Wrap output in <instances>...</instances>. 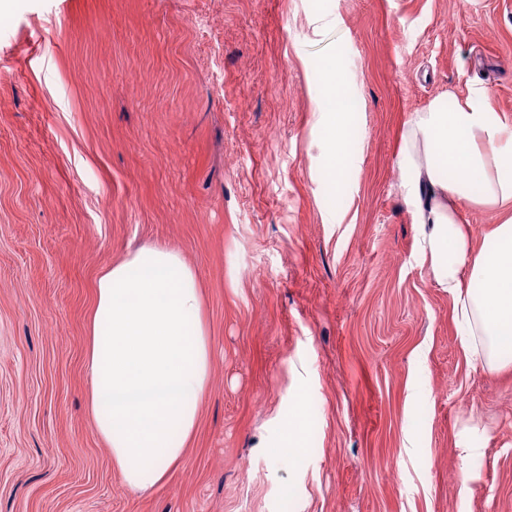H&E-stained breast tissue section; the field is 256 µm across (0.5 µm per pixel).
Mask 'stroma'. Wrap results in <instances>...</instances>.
Returning <instances> with one entry per match:
<instances>
[{
	"instance_id": "1",
	"label": "stroma",
	"mask_w": 512,
	"mask_h": 512,
	"mask_svg": "<svg viewBox=\"0 0 512 512\" xmlns=\"http://www.w3.org/2000/svg\"><path fill=\"white\" fill-rule=\"evenodd\" d=\"M335 53L339 201L311 133ZM474 87L512 125V0H11L0 512H512V365L461 345L397 165L410 116ZM152 243L197 273L212 363L141 493L87 411L86 325L100 269ZM308 413L302 396H297L292 403V411L288 419L286 434L288 441L292 442L295 448H301L302 438L305 432V421Z\"/></svg>"
}]
</instances>
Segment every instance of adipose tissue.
Listing matches in <instances>:
<instances>
[{"label": "adipose tissue", "mask_w": 512, "mask_h": 512, "mask_svg": "<svg viewBox=\"0 0 512 512\" xmlns=\"http://www.w3.org/2000/svg\"><path fill=\"white\" fill-rule=\"evenodd\" d=\"M315 115L324 175L342 194L351 90L339 59L322 64ZM438 97L407 120L398 162L439 287L454 300L461 343L475 361L512 363V128L483 103ZM503 214L488 245L472 252L462 205ZM87 321L89 414L110 448L112 466L132 490L146 492L180 462L208 390L211 349L198 277L173 247L148 245L104 267Z\"/></svg>", "instance_id": "adipose-tissue-1"}]
</instances>
